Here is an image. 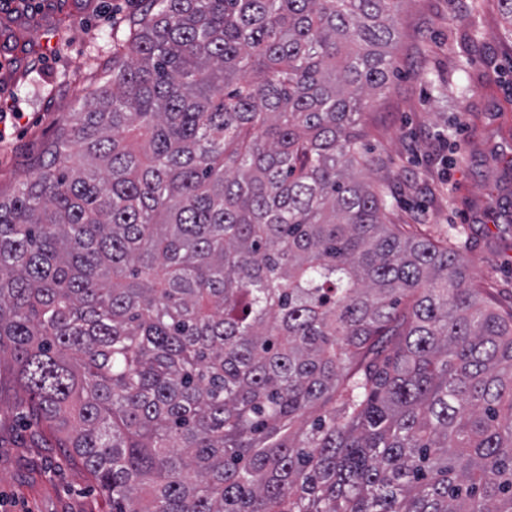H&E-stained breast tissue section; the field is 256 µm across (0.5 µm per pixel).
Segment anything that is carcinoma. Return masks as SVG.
Listing matches in <instances>:
<instances>
[{"label":"carcinoma","instance_id":"1","mask_svg":"<svg viewBox=\"0 0 512 512\" xmlns=\"http://www.w3.org/2000/svg\"><path fill=\"white\" fill-rule=\"evenodd\" d=\"M0 194V378L107 512H512V311L385 223L402 0H141Z\"/></svg>","mask_w":512,"mask_h":512}]
</instances>
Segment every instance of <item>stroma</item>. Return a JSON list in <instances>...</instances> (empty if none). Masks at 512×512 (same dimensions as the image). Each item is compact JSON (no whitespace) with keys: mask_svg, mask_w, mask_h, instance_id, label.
<instances>
[{"mask_svg":"<svg viewBox=\"0 0 512 512\" xmlns=\"http://www.w3.org/2000/svg\"><path fill=\"white\" fill-rule=\"evenodd\" d=\"M140 0H10L0 7V192L30 175L68 113L112 67V32ZM395 64L364 112L369 167L385 220L457 246L468 274L512 310V30L497 0H404ZM0 387V512H98L88 472L31 445Z\"/></svg>","mask_w":512,"mask_h":512,"instance_id":"obj_1","label":"stroma"}]
</instances>
